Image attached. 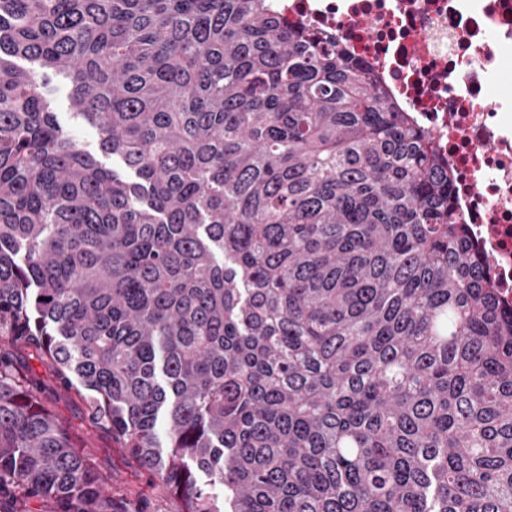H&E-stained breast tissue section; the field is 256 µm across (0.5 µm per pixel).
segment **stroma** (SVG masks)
I'll use <instances>...</instances> for the list:
<instances>
[{"mask_svg": "<svg viewBox=\"0 0 512 512\" xmlns=\"http://www.w3.org/2000/svg\"><path fill=\"white\" fill-rule=\"evenodd\" d=\"M48 88L58 122L75 133L84 150L97 152L96 131L89 126L76 124L72 118L66 86L54 78ZM0 349L10 351L20 372L35 383L47 407L68 430L73 443L106 478L113 495L127 500L134 512H178L179 501L164 495L156 483L149 481L111 433L91 427L84 401L75 392L64 391L47 365L30 357L28 351L10 346L9 343L0 344Z\"/></svg>", "mask_w": 512, "mask_h": 512, "instance_id": "stroma-1", "label": "stroma"}]
</instances>
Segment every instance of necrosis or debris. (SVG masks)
Instances as JSON below:
<instances>
[{"mask_svg": "<svg viewBox=\"0 0 512 512\" xmlns=\"http://www.w3.org/2000/svg\"><path fill=\"white\" fill-rule=\"evenodd\" d=\"M289 23L337 33L401 111L432 133L453 175L454 207L497 295L512 305V0H278Z\"/></svg>", "mask_w": 512, "mask_h": 512, "instance_id": "1", "label": "necrosis or debris"}]
</instances>
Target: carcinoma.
I'll return each instance as SVG.
<instances>
[{
	"label": "carcinoma",
	"instance_id": "carcinoma-1",
	"mask_svg": "<svg viewBox=\"0 0 512 512\" xmlns=\"http://www.w3.org/2000/svg\"><path fill=\"white\" fill-rule=\"evenodd\" d=\"M2 339L180 512H512V308L448 161L272 0H0ZM7 485L132 512L0 355ZM50 90V101L53 111L57 114L58 122L67 130L75 133L80 146L91 153L99 154L98 135L94 129L87 125H78L72 118L67 97L68 89L57 78L51 77L47 87Z\"/></svg>",
	"mask_w": 512,
	"mask_h": 512
}]
</instances>
